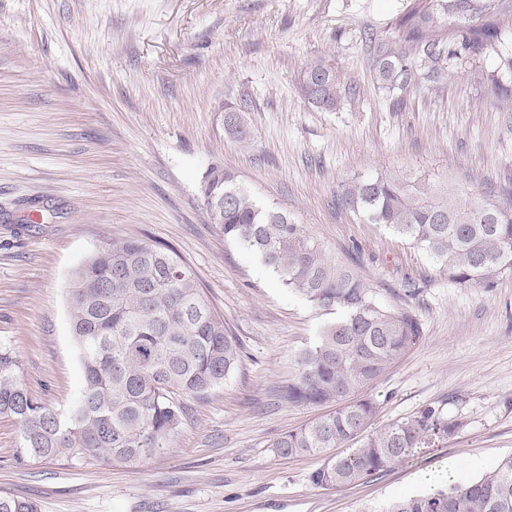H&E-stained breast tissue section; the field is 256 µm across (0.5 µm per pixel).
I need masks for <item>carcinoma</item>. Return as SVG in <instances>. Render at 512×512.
<instances>
[{"instance_id": "cac0c4a2", "label": "carcinoma", "mask_w": 512, "mask_h": 512, "mask_svg": "<svg viewBox=\"0 0 512 512\" xmlns=\"http://www.w3.org/2000/svg\"><path fill=\"white\" fill-rule=\"evenodd\" d=\"M499 12L494 0H413L393 36L364 31L378 88L395 103L414 89L438 93L460 77L467 59L487 52L496 55L498 70L512 71V40L500 39ZM451 20L465 25L450 39ZM299 83L309 103L328 111L359 96L322 61L308 63ZM201 192L206 201L224 193V206L208 210L225 240L258 256L285 288L329 316L297 353L281 397L334 409L280 435L271 444L276 455L324 457L310 481L339 488L375 479L428 439L459 429L426 408L368 432L379 406L370 390L422 341L420 320L383 306L351 268L329 259L287 213L256 201L230 171L211 167ZM339 200L422 250L457 285L491 286L512 272V203L495 205L440 178L420 184L382 173L343 184ZM69 319L83 382L63 409L23 388L17 354L0 345V418L19 426V464L136 465L171 447L189 417L182 397L223 385L240 360L224 316L168 245L117 239L99 248L75 272ZM0 512L39 508L26 498L0 497ZM375 512H512V457L430 495L391 498Z\"/></svg>"}]
</instances>
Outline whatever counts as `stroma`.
<instances>
[{"label": "stroma", "mask_w": 512, "mask_h": 512, "mask_svg": "<svg viewBox=\"0 0 512 512\" xmlns=\"http://www.w3.org/2000/svg\"><path fill=\"white\" fill-rule=\"evenodd\" d=\"M411 0H0V342L24 388L53 407L83 374L69 321L78 269L115 239L165 243L192 266L238 339L223 386L188 398L164 452L135 466L15 464L19 428L0 418V495L41 512H367L420 471L465 478L512 456V273L462 288L420 250L337 206L342 184L378 172L443 175L497 205L512 198V110L481 84L487 53L443 92L392 106L365 29L392 35ZM323 61L360 95L319 110L298 79ZM247 99L240 132L226 106ZM221 166L287 211L422 342L371 393L380 429L432 407L461 429L377 479L314 486L318 457L276 456L284 432L328 413L280 390L324 322L255 255L225 241L200 192ZM43 216L29 226L23 218Z\"/></svg>", "instance_id": "obj_1"}]
</instances>
